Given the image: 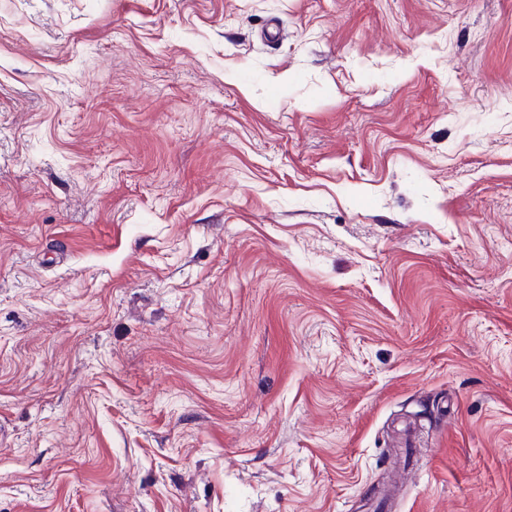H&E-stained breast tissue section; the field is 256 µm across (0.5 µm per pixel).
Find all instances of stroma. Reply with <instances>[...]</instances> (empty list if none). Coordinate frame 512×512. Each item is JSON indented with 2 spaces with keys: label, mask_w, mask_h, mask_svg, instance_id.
Here are the masks:
<instances>
[{
  "label": "stroma",
  "mask_w": 512,
  "mask_h": 512,
  "mask_svg": "<svg viewBox=\"0 0 512 512\" xmlns=\"http://www.w3.org/2000/svg\"><path fill=\"white\" fill-rule=\"evenodd\" d=\"M0 512H512V0H0Z\"/></svg>",
  "instance_id": "35a3bbf8"
}]
</instances>
